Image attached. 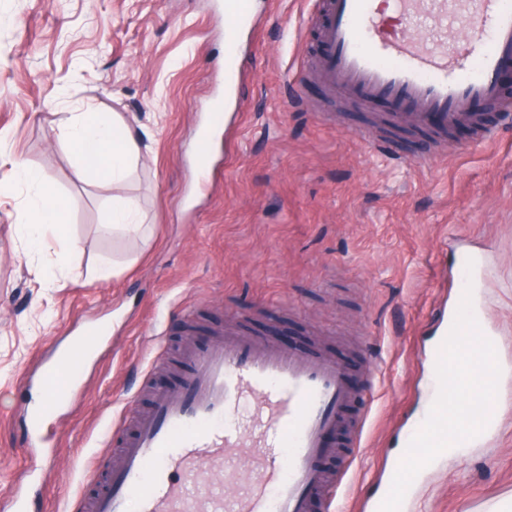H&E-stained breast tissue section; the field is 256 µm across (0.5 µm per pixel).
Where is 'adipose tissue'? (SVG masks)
Here are the masks:
<instances>
[{
    "mask_svg": "<svg viewBox=\"0 0 512 512\" xmlns=\"http://www.w3.org/2000/svg\"><path fill=\"white\" fill-rule=\"evenodd\" d=\"M60 125L83 170L104 177L112 187L121 186L139 162V143L121 115L105 120L97 113L81 112L61 118ZM14 175L36 188L22 225L31 250L38 253L48 247L50 237L60 235L68 219L69 204L55 197L50 177L34 164L19 165ZM143 228L136 200L119 194L113 196L107 218L100 226L101 232L137 237Z\"/></svg>",
    "mask_w": 512,
    "mask_h": 512,
    "instance_id": "adipose-tissue-1",
    "label": "adipose tissue"
}]
</instances>
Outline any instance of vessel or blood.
I'll return each instance as SVG.
<instances>
[{
  "label": "vessel or blood",
  "instance_id": "obj_1",
  "mask_svg": "<svg viewBox=\"0 0 512 512\" xmlns=\"http://www.w3.org/2000/svg\"><path fill=\"white\" fill-rule=\"evenodd\" d=\"M224 92L234 96L244 74L238 35L260 20L250 0H224ZM423 27L427 35H401L394 20ZM466 23L469 41L450 47L440 40L449 21ZM315 30L319 51L299 52L298 70H312L340 104L369 111L379 107L410 114L418 123L452 128L476 121L474 106L512 113L501 76L512 64V0H391L382 11L377 0H318L305 19ZM373 149L419 167L436 157L433 148L404 152L389 140ZM477 336L485 351L496 342L483 331L469 288L455 297L448 323L432 351L436 393L465 391L475 377V362L464 345ZM185 372L157 392L140 413L135 431L121 447L123 465L91 500H76L72 512H335L336 483L323 463L336 452L335 437L348 431L359 448L367 422L351 416L356 399L347 360L320 351L238 336L218 337L192 349ZM53 368L25 386L41 385L43 397L27 412L26 445H44L45 421L72 396L78 369L53 383ZM251 413L241 424L232 418L245 403ZM496 404L466 398L432 416L407 440L404 460L420 467L442 449L467 447L494 424ZM252 465L239 472L240 457ZM237 477L239 490L225 497V476ZM410 482L402 469L387 472L372 512H403Z\"/></svg>",
  "mask_w": 512,
  "mask_h": 512
}]
</instances>
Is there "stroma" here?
<instances>
[{
    "label": "stroma",
    "instance_id": "obj_1",
    "mask_svg": "<svg viewBox=\"0 0 512 512\" xmlns=\"http://www.w3.org/2000/svg\"><path fill=\"white\" fill-rule=\"evenodd\" d=\"M224 0H0V501L24 483L33 512H67L121 456L106 449L128 398L177 379L184 353L241 333L348 358L367 416L362 448L338 490L343 512L378 497L408 432L434 394L430 349L454 302L461 251L478 265L477 300L497 336V430L416 471L406 512H486L512 496V126L480 144L460 125L425 168L393 160L363 137L356 111L328 105L325 87L296 79L309 0H254L261 26L244 32L245 80L233 104L224 67ZM218 97L211 166L192 145ZM123 114L141 147L122 192L138 200L145 238L103 235L111 185L85 175L58 126L63 112ZM36 163L70 203L78 273L53 251L33 254L21 219L31 188L12 182ZM117 264L108 281L91 272ZM100 330L71 402L45 426L47 468L25 446V374L51 364L89 327ZM161 356H154L155 347Z\"/></svg>",
    "mask_w": 512,
    "mask_h": 512
}]
</instances>
